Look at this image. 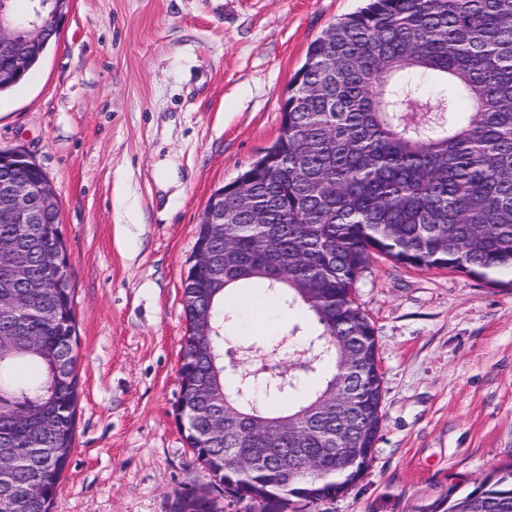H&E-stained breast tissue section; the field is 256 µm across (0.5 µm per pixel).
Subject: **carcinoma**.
<instances>
[{
    "label": "carcinoma",
    "mask_w": 512,
    "mask_h": 512,
    "mask_svg": "<svg viewBox=\"0 0 512 512\" xmlns=\"http://www.w3.org/2000/svg\"><path fill=\"white\" fill-rule=\"evenodd\" d=\"M29 49V69L56 34ZM224 209L237 212L221 236L199 224L224 275L187 270L183 294L208 309L214 332L186 334L175 419L196 461L235 483L249 512H320L368 467L382 422L378 343L354 287L376 253L417 268L484 277L512 272V0H366L307 47L288 85L276 142L233 182ZM27 238L21 288L0 271V512H50L75 442L79 398L71 272L50 265L65 248L59 209L43 224H0V239ZM287 290L312 325L297 324L294 362L249 385L252 362L226 383L224 332L234 311L224 293ZM321 384L303 392L310 373ZM226 421L224 430L216 422ZM270 431L280 444L260 445ZM343 449L328 456L322 449ZM247 456L224 468L226 449ZM307 448L311 470L279 464ZM171 512H221L206 492L178 493ZM431 512H512V465Z\"/></svg>",
    "instance_id": "1"
}]
</instances>
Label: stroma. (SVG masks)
I'll use <instances>...</instances> for the list:
<instances>
[{
  "label": "stroma",
  "mask_w": 512,
  "mask_h": 512,
  "mask_svg": "<svg viewBox=\"0 0 512 512\" xmlns=\"http://www.w3.org/2000/svg\"><path fill=\"white\" fill-rule=\"evenodd\" d=\"M362 0H71L0 95L60 201L80 389L51 512H170L207 485L176 424L181 283L202 213L276 140L308 44ZM355 300L378 341L383 422L325 512H428L512 464V274L374 258Z\"/></svg>",
  "instance_id": "obj_1"
}]
</instances>
